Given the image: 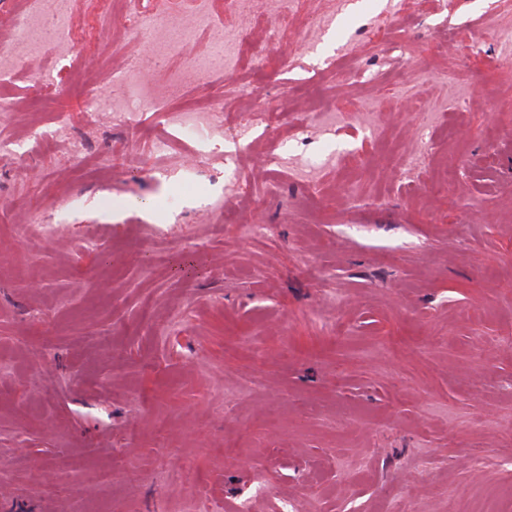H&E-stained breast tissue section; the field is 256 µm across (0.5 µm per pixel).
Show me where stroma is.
I'll return each mask as SVG.
<instances>
[{"mask_svg": "<svg viewBox=\"0 0 512 512\" xmlns=\"http://www.w3.org/2000/svg\"><path fill=\"white\" fill-rule=\"evenodd\" d=\"M201 2L0 0V512H512V0Z\"/></svg>", "mask_w": 512, "mask_h": 512, "instance_id": "stroma-1", "label": "stroma"}]
</instances>
